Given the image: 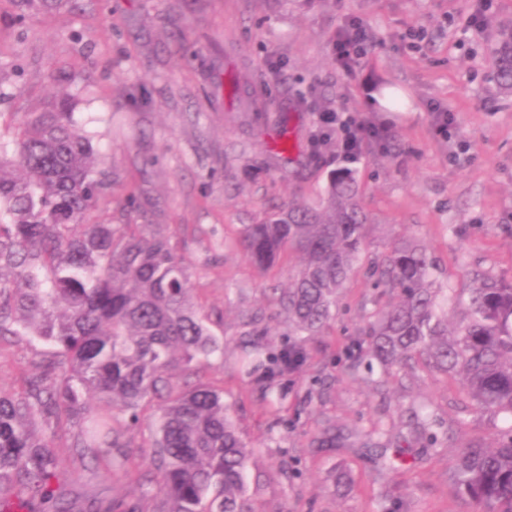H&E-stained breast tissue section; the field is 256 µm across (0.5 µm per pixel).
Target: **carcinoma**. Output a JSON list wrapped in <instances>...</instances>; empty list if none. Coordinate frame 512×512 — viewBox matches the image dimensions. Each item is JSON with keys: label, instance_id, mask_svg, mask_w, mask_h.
<instances>
[{"label": "carcinoma", "instance_id": "obj_1", "mask_svg": "<svg viewBox=\"0 0 512 512\" xmlns=\"http://www.w3.org/2000/svg\"><path fill=\"white\" fill-rule=\"evenodd\" d=\"M23 21L37 8L69 0H11ZM496 77L512 89V28L501 31ZM111 185L97 166L92 136L77 126L72 104L30 113L7 136L0 131V347L31 336L51 348L47 369L15 391L0 390V512H260L246 472L255 450L235 429L224 389L200 380L224 352L194 300L187 269L168 237L148 224L91 222L89 211ZM359 186L334 170L317 203L295 199L255 224L237 245L266 270L287 252L300 264L288 287L271 289L269 306L288 314L301 338L271 350L247 345L243 363L267 394L309 364L305 337L319 336L349 280L367 224ZM435 265L409 242L394 244L373 267L377 285L400 301L361 329L350 353L386 369L415 357L459 376L479 406L512 420V282L482 278L465 315L448 331V312L433 291ZM453 339H448V336ZM96 398L92 410L87 401ZM152 412L146 454L157 481L123 451L127 435ZM79 420L76 456L98 471L123 470L140 487L137 501L74 493L48 435ZM411 439L440 448L431 422L411 417ZM383 429L363 447L385 457ZM457 492L475 512H512V423L495 446L461 445L453 467Z\"/></svg>", "mask_w": 512, "mask_h": 512}]
</instances>
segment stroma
Segmentation results:
<instances>
[{
	"label": "stroma",
	"mask_w": 512,
	"mask_h": 512,
	"mask_svg": "<svg viewBox=\"0 0 512 512\" xmlns=\"http://www.w3.org/2000/svg\"><path fill=\"white\" fill-rule=\"evenodd\" d=\"M473 0H72L17 23L0 0V118L18 125L89 85L76 105L112 186L92 213L116 224H152L187 266L202 314L224 344L201 377L224 387L242 438L256 448L247 490L263 512H472L454 490L463 443L493 444L504 414L480 408L459 381L435 371L396 376L384 388L351 371L348 349L373 312L394 302L368 268L399 241L433 256L435 285L454 289L449 323L464 314L474 275L512 282V92L495 78L498 32L512 0H494L475 33ZM348 17L372 45L341 67L332 37ZM182 30L187 52L170 36ZM64 72L66 79L53 81ZM239 75L257 110L219 89ZM454 118L447 135L433 107ZM353 112L379 124L383 140L344 158L336 139L315 144L317 116ZM287 152H279L284 140ZM355 175L368 224L360 255L310 367L294 376L274 417L238 360L243 336L265 328L267 346L292 329L266 304L298 267L285 255L262 272L234 240L240 225L302 196L318 201L331 169ZM46 348L26 341L0 351V389L40 375ZM428 404L434 430H460L447 447L414 441L412 461L393 470L357 437L382 422L391 441L408 435L407 409ZM343 433L319 447L328 426ZM71 433L52 444L82 487L137 499L123 471L97 474L77 460Z\"/></svg>",
	"instance_id": "stroma-1"
}]
</instances>
